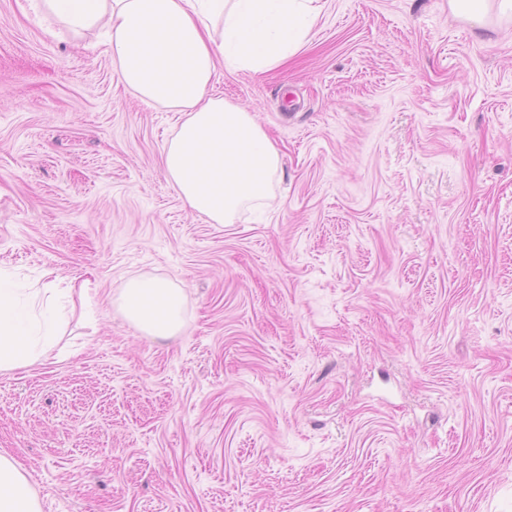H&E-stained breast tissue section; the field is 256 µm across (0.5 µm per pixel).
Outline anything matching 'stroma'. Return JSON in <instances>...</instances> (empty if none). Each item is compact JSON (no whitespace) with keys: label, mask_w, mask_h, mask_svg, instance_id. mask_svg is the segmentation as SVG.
<instances>
[{"label":"stroma","mask_w":512,"mask_h":512,"mask_svg":"<svg viewBox=\"0 0 512 512\" xmlns=\"http://www.w3.org/2000/svg\"><path fill=\"white\" fill-rule=\"evenodd\" d=\"M317 6L281 64L212 78L282 160L214 224L164 168L185 113L0 0V271L90 302L0 372L42 512H512V16ZM133 279L179 289L177 335L128 321Z\"/></svg>","instance_id":"35a3bbf8"}]
</instances>
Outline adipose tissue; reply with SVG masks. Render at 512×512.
Segmentation results:
<instances>
[{"label": "adipose tissue", "mask_w": 512, "mask_h": 512, "mask_svg": "<svg viewBox=\"0 0 512 512\" xmlns=\"http://www.w3.org/2000/svg\"><path fill=\"white\" fill-rule=\"evenodd\" d=\"M48 24L75 33L104 31L105 51L123 84L146 101L185 113L163 163L185 205L216 224L264 199L279 154L244 109L213 97L216 59L239 69L278 65L303 43L317 19L314 0H36ZM0 274V371L51 358L54 325L20 307ZM128 320L166 338L181 327V293L156 280L122 290ZM0 512H41L24 472L0 455Z\"/></svg>", "instance_id": "ef3b65f1"}]
</instances>
